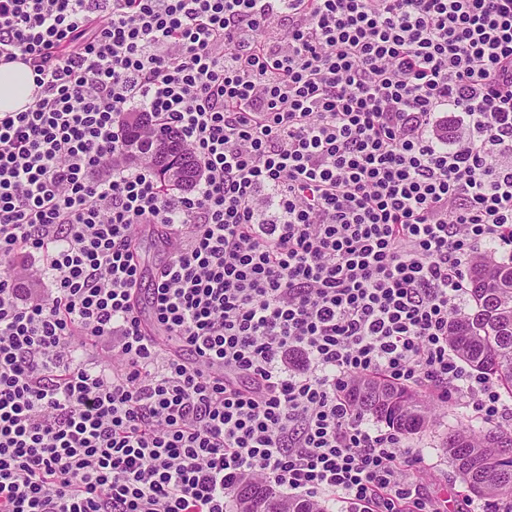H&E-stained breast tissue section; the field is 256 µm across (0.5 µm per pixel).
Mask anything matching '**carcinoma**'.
<instances>
[{
  "instance_id": "carcinoma-1",
  "label": "carcinoma",
  "mask_w": 512,
  "mask_h": 512,
  "mask_svg": "<svg viewBox=\"0 0 512 512\" xmlns=\"http://www.w3.org/2000/svg\"><path fill=\"white\" fill-rule=\"evenodd\" d=\"M150 115L126 116L125 140L136 142L143 154H173L186 165L190 177L198 176L194 159L176 137L143 136ZM469 288L474 303L469 312L454 317L449 335L463 360L473 369L500 379L503 392L512 397V265H498L482 258L472 262ZM355 410L384 422L400 435L415 434L428 422L427 411L410 390L388 381L368 378L350 392ZM448 457L468 491L479 498L512 500V432L489 427L477 435L460 432L448 436ZM236 512L253 501L265 512H320L319 506L282 496L272 486L243 477L233 488Z\"/></svg>"
}]
</instances>
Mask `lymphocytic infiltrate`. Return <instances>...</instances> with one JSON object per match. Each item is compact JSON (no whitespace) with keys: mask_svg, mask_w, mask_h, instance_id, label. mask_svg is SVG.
Segmentation results:
<instances>
[{"mask_svg":"<svg viewBox=\"0 0 512 512\" xmlns=\"http://www.w3.org/2000/svg\"><path fill=\"white\" fill-rule=\"evenodd\" d=\"M0 512H227L248 475L441 512L345 390L512 428L448 334L512 262V0H0ZM149 113L189 195L124 166ZM168 248L139 295L136 231ZM159 332H146L141 303ZM35 74L23 61L0 63V112H15L33 102ZM145 123L151 126L148 113L134 112L127 115L124 123L125 141H128L129 144L131 142H138L142 154L153 155L156 153L157 155L161 154L164 156L169 153L173 154L178 160L185 163L190 178H193L190 179L192 180L191 186L198 176V167L194 159L174 136L167 135L156 139H153L151 136L144 137L143 129L145 128Z\"/></svg>","mask_w":512,"mask_h":512,"instance_id":"lymphocytic-infiltrate-1","label":"lymphocytic infiltrate"}]
</instances>
